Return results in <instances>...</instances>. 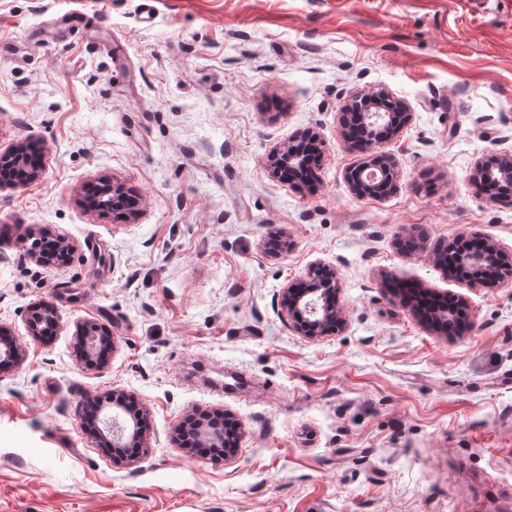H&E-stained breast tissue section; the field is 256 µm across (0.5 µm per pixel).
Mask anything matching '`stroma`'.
Wrapping results in <instances>:
<instances>
[{"mask_svg": "<svg viewBox=\"0 0 512 512\" xmlns=\"http://www.w3.org/2000/svg\"><path fill=\"white\" fill-rule=\"evenodd\" d=\"M141 1L0 0V149H42L38 179L0 188V324L25 351L0 373V512H512V282L431 259L464 230L512 253V206L471 176L512 153V0H145L146 23ZM69 10L83 23L52 34ZM376 91L412 120L372 149L342 122ZM306 129L311 188L268 168ZM375 150L396 187L361 198L347 173ZM102 177L138 218L82 206ZM43 235L65 262L30 257ZM317 261L347 326L309 340L283 291ZM388 278L464 297L467 328L428 330ZM41 303L48 338L27 331ZM80 322L111 330L104 368ZM115 389L148 436L119 463L83 426ZM224 411L236 456L188 455L178 423ZM46 319L50 320L54 324L58 321V314L53 306L42 304L32 308L27 320L29 332L33 336H39L41 334L40 326ZM77 349L81 361L89 368L100 367L105 363L100 353L113 349L112 334L94 324H78L75 330Z\"/></svg>", "mask_w": 512, "mask_h": 512, "instance_id": "1", "label": "stroma"}]
</instances>
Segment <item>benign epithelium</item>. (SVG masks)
<instances>
[{
    "label": "benign epithelium",
    "mask_w": 512,
    "mask_h": 512,
    "mask_svg": "<svg viewBox=\"0 0 512 512\" xmlns=\"http://www.w3.org/2000/svg\"><path fill=\"white\" fill-rule=\"evenodd\" d=\"M374 108L363 113V128L370 137L381 128L399 131L411 119L408 106L400 101L395 102L398 111L388 112L384 100L388 96L374 93ZM321 152V141L314 132H305L294 137L286 144L276 148L272 153L271 168L273 173L280 172L283 158L288 169L303 174L308 166V151ZM7 160L13 167L14 179L12 186H24L37 179L40 168L32 164L20 142L0 153V161ZM396 162L393 156L374 153L369 162L349 172L348 179L354 193L360 197L379 198L390 189L394 180ZM473 179L487 191L503 188L512 194V154L506 153L498 157L477 163L473 171ZM125 192V188L114 182L101 180L97 193L84 199L88 209H104L109 205H117L113 196ZM434 264L448 271L453 269L456 279L469 284H479L484 288H496L512 279V255L504 252L492 241L471 237L462 231L448 243V249H438L433 254ZM341 281L338 270L330 265L317 263L311 267L307 277L297 285L285 288V305L292 330L299 336L313 340L335 331L346 325L345 317L338 306V294ZM443 304L437 306L432 316L424 322L437 329L452 323L457 307L467 306L463 297L448 298L442 296ZM55 323L58 321L56 309L48 304L32 308L28 315L29 332L40 335V326L44 320ZM77 349L81 361L89 368L100 367L105 363L100 353L113 349L112 334L94 324L76 326ZM23 359V351L11 331L0 327V370L19 363ZM137 402V397L124 391L112 392V405H99L93 424H101L112 436V447L123 448L146 445L145 432L133 423H119L120 410L123 402ZM197 438L208 448H223L224 432L201 423L196 428Z\"/></svg>",
    "instance_id": "7a95c632"
}]
</instances>
